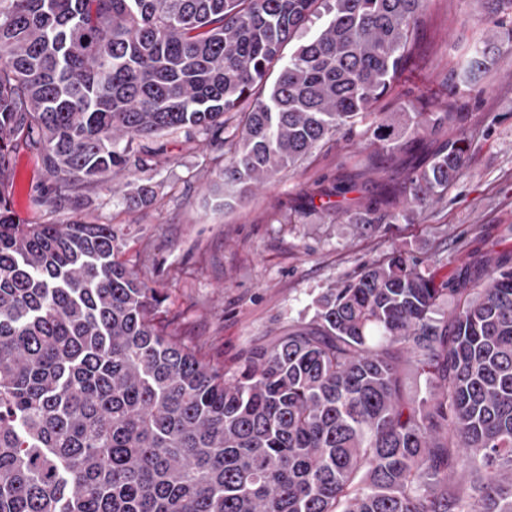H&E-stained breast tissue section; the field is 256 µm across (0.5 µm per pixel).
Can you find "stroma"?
<instances>
[{
  "instance_id": "35a3bbf8",
  "label": "stroma",
  "mask_w": 512,
  "mask_h": 512,
  "mask_svg": "<svg viewBox=\"0 0 512 512\" xmlns=\"http://www.w3.org/2000/svg\"><path fill=\"white\" fill-rule=\"evenodd\" d=\"M484 0H432L419 32L416 65L383 112L408 111L424 95L433 112L460 113L424 142L421 154H374L363 130L338 136L276 179L244 197L218 204L224 161L204 137L167 139V159L150 178L156 200L128 208L124 179L88 189L81 210L89 220L121 229L117 257L166 294L160 321L206 354L233 368L250 349L271 344L288 323L312 315L314 299L352 278L367 263L401 251L438 275L456 276L482 256L512 252V52L507 51L464 92L447 74L460 69L483 35ZM466 135L471 152L441 198L417 207L398 198L399 218L372 227L351 223V211L399 187L424 159ZM44 179L37 154L19 147L10 202L28 224H63L71 211L37 203ZM356 183L348 211L310 210V195L336 180Z\"/></svg>"
}]
</instances>
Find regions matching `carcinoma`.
<instances>
[{"mask_svg": "<svg viewBox=\"0 0 512 512\" xmlns=\"http://www.w3.org/2000/svg\"><path fill=\"white\" fill-rule=\"evenodd\" d=\"M429 2L0 0V512H512V255L441 279L393 252L224 371L158 326L164 295L116 259L114 225L10 207L21 144L57 209L155 169L173 134L226 150L233 194L358 120L381 149L415 146L454 113L375 104L415 62ZM505 45L495 21L463 83ZM469 148L399 193L442 196ZM353 190H319L320 210ZM154 195L138 180L128 201ZM394 218L383 196L351 223ZM406 362L435 388L419 401Z\"/></svg>", "mask_w": 512, "mask_h": 512, "instance_id": "carcinoma-1", "label": "carcinoma"}]
</instances>
